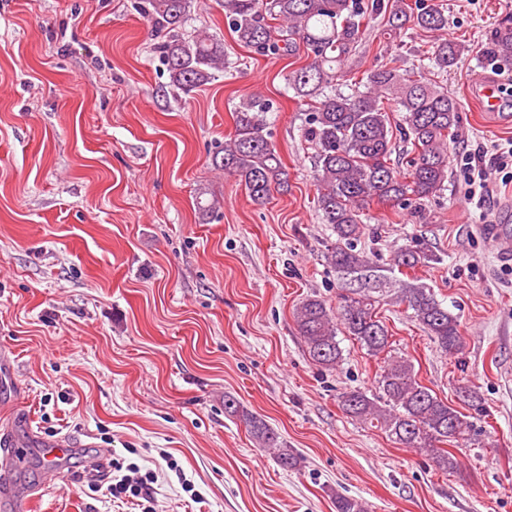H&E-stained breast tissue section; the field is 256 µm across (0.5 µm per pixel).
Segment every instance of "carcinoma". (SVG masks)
Here are the masks:
<instances>
[{
	"label": "carcinoma",
	"mask_w": 512,
	"mask_h": 512,
	"mask_svg": "<svg viewBox=\"0 0 512 512\" xmlns=\"http://www.w3.org/2000/svg\"><path fill=\"white\" fill-rule=\"evenodd\" d=\"M193 0H141L137 9L161 34L155 47L168 73L169 86L183 94L211 83L224 71V43L203 31L185 28ZM388 15V31L412 22L425 32L448 28L444 10L426 0H224V17L237 41L263 55H291L297 43L308 63L289 72L287 87L309 100L302 135L314 148L317 210L331 226L335 242L326 260L336 270L344 294L331 308L317 296L296 307L294 321L309 358L322 369L342 360L338 326L372 357H384L377 393L360 389L338 397L349 417L383 431L394 442L426 453L435 466L454 472L459 464L446 443L465 445L476 435L475 414L483 412L482 397L461 388L462 401L475 411L465 414L439 398L417 378L414 365L392 355L391 334L377 317L376 303L393 297L411 311L442 352L458 356L463 336L458 317L418 279L405 271L436 262L423 240L398 246L389 262L379 265L358 242L366 235L364 210L371 203L423 215L422 206L448 181V153L458 124V103L448 91L428 80L404 78L385 65L367 73L366 80L340 88L344 60L365 35L370 20ZM465 46L446 38L433 46L428 69L448 71ZM490 65L512 61V19L495 29L482 46ZM393 103L396 121L385 104ZM270 104L255 95L235 110L234 132L217 151L213 164L244 184L251 200L266 203L275 191L288 190L280 156L269 141ZM406 145L392 159L396 142ZM224 412L240 419L261 448L277 450L280 464L301 466V457L280 441L277 432L248 412L233 397L224 396ZM336 512H367L362 499L343 493L334 497Z\"/></svg>",
	"instance_id": "1"
}]
</instances>
